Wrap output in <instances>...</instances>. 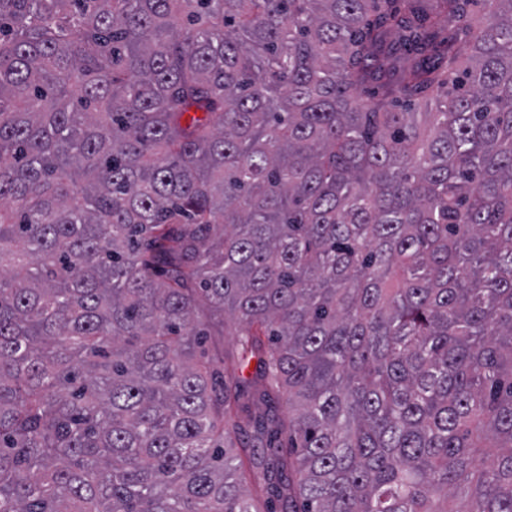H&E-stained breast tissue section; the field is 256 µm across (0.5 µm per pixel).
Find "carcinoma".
I'll return each mask as SVG.
<instances>
[{
	"label": "carcinoma",
	"instance_id": "carcinoma-1",
	"mask_svg": "<svg viewBox=\"0 0 512 512\" xmlns=\"http://www.w3.org/2000/svg\"><path fill=\"white\" fill-rule=\"evenodd\" d=\"M472 2L0 0V512H512V0Z\"/></svg>",
	"mask_w": 512,
	"mask_h": 512
}]
</instances>
